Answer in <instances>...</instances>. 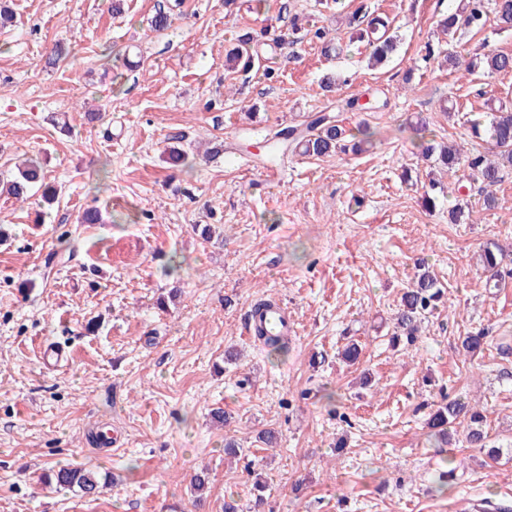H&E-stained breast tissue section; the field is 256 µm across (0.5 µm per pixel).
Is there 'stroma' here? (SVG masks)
Listing matches in <instances>:
<instances>
[{"label":"stroma","instance_id":"35a3bbf8","mask_svg":"<svg viewBox=\"0 0 512 512\" xmlns=\"http://www.w3.org/2000/svg\"><path fill=\"white\" fill-rule=\"evenodd\" d=\"M359 2L268 0L258 12L251 0L230 11L224 0H121L116 15L109 0H0L14 14L0 29V174L33 159L61 189L50 206L36 190L23 202L0 196V512H223L230 497L248 506L258 474L270 512L512 506V349L499 348L512 345V283L489 291L478 264L485 243L512 249V175L496 188L498 208L473 196L449 223L458 194L439 173L443 190L426 208L434 175L416 129L425 120L438 140L471 150L469 119L512 97V73L424 60L448 0H367L400 38L390 62L369 67L345 22ZM161 6L173 24L156 32ZM295 17L274 78L225 70L239 32L285 30ZM319 27L341 52L323 51ZM58 45L67 58L53 67ZM489 45L512 51V33L490 22L454 49L466 62ZM328 74L352 81L327 92ZM351 96L377 105L339 110ZM320 111L368 125L372 147L265 159L275 131ZM176 144L187 167L168 162ZM217 144L223 153L206 159ZM91 205L101 223H81ZM200 224L222 225L223 241H203ZM422 265L445 302L397 351L392 317ZM266 299L295 323L279 356L242 332ZM478 330L488 345L464 358L458 338ZM352 340L362 354L350 366L339 352ZM46 345L62 346L67 365H44ZM457 397L486 408L498 459L468 447L458 424L438 448L427 419ZM217 408L229 425L213 423ZM267 428L280 434L269 450L256 440ZM228 436L239 461L224 458ZM446 455L458 467L442 485ZM67 464L115 482L94 498L41 483ZM203 467L198 508L191 480Z\"/></svg>","mask_w":512,"mask_h":512}]
</instances>
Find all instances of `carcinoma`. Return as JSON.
Segmentation results:
<instances>
[{"label":"carcinoma","mask_w":512,"mask_h":512,"mask_svg":"<svg viewBox=\"0 0 512 512\" xmlns=\"http://www.w3.org/2000/svg\"><path fill=\"white\" fill-rule=\"evenodd\" d=\"M492 5L494 22L501 32L512 31V0H457V6L448 9V14L439 21L441 33L448 37L460 30H480L488 19L487 5ZM391 22L381 13L371 14L366 28L360 30L357 38L371 48V58L381 63L396 50L397 35L390 33ZM257 39L252 32L246 31L237 36V44L230 49L225 58V66L232 70H250L261 66V57L256 50ZM424 59L444 57L448 66L458 67L457 52L439 43H426ZM478 70L489 73L512 72V53L490 49L480 57L474 58L468 65L471 74ZM473 137L486 143L482 151L465 156L452 145L435 143L434 138L421 142L423 155L437 156V160L446 168L448 174L457 177L458 189L469 185H478L479 201L487 209L499 205L495 187L504 178L512 174V102L500 101L489 107L485 119L469 121ZM373 132L360 125L351 131L338 124L335 116L329 112H318L303 126H289L277 131L271 137V155H276L290 147L299 153L321 158L338 150H344L347 142L358 150L371 142ZM42 188L43 202L51 205L58 199V189L44 182L41 166L31 161L16 167V172L0 179V192L18 201L27 199L34 187ZM481 265L486 277V286L502 288L512 279V252L503 250L499 244L490 242L481 249ZM445 291L437 278L427 271L418 273L411 287L405 289L400 297L395 315V326L391 341L413 344L421 331L425 315L437 309L444 298ZM259 339L269 347L273 354L288 350V339L284 336H266L259 332ZM486 343L484 333L466 332L460 337V348L466 357H474L482 352ZM463 425L469 443L488 448V456L495 459L499 449L487 446L488 431L486 410L472 405L461 398L443 403L429 414L427 427L441 444H448V426ZM56 485L73 490L83 497H95L99 493L100 478L97 473L82 467L62 466L47 475Z\"/></svg>","instance_id":"obj_1"}]
</instances>
